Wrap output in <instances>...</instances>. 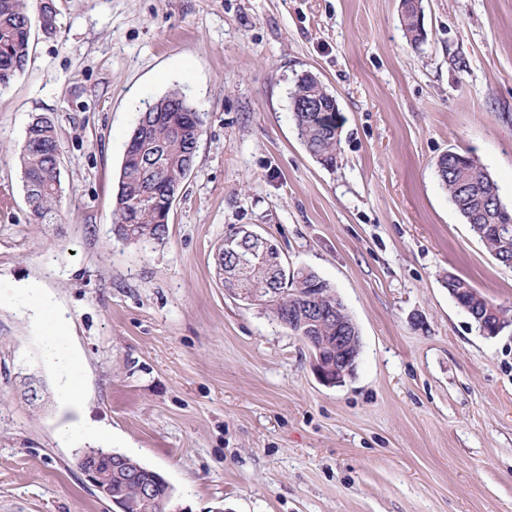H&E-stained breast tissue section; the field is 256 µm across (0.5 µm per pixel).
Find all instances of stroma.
I'll return each instance as SVG.
<instances>
[{
    "label": "stroma",
    "mask_w": 512,
    "mask_h": 512,
    "mask_svg": "<svg viewBox=\"0 0 512 512\" xmlns=\"http://www.w3.org/2000/svg\"><path fill=\"white\" fill-rule=\"evenodd\" d=\"M25 71L0 89V512H113L77 467L107 448L160 472L181 512H512V327L481 336L449 275L512 308V267L439 183L448 151L512 206V0H56ZM338 104L319 164L290 110L298 74ZM201 113L196 161L162 240L112 229L126 145L172 89ZM51 115L61 220L34 223L15 150ZM326 280L361 337L328 386L308 346L224 288L229 227ZM41 284L79 360L67 399L20 303ZM42 400L21 394L26 375ZM104 429L88 436L86 425Z\"/></svg>",
    "instance_id": "obj_1"
}]
</instances>
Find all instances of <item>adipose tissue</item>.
Listing matches in <instances>:
<instances>
[{"mask_svg": "<svg viewBox=\"0 0 512 512\" xmlns=\"http://www.w3.org/2000/svg\"><path fill=\"white\" fill-rule=\"evenodd\" d=\"M21 296L25 306L33 312L46 332L44 350L47 360L59 370L66 394L72 398L76 397L78 393V384L75 378L76 360L57 345V338L65 326L64 319L46 301L39 284L30 283L25 285L21 291Z\"/></svg>", "mask_w": 512, "mask_h": 512, "instance_id": "obj_1", "label": "adipose tissue"}]
</instances>
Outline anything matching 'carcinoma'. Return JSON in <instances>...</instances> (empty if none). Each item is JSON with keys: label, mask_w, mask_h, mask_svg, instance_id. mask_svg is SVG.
<instances>
[{"label": "carcinoma", "mask_w": 512, "mask_h": 512, "mask_svg": "<svg viewBox=\"0 0 512 512\" xmlns=\"http://www.w3.org/2000/svg\"><path fill=\"white\" fill-rule=\"evenodd\" d=\"M29 0H0V88L7 87L27 65L32 47V20ZM58 10L54 0H39L38 22L42 31L57 29ZM406 36L413 44L422 41L413 6L402 13ZM327 88L313 77H305L290 92V107L297 135L304 147L323 166H336L340 138L336 113L315 112L311 106L327 102ZM203 119L179 90H171L146 104L134 126L121 164L112 209L115 234L135 243L163 239L173 201L191 172ZM17 158L31 215L36 224H54L63 205L60 180L58 131L52 117L37 115L26 128L18 146ZM444 155L435 165L436 175L448 200L474 234L498 262L512 265V237L505 239L498 226L512 225V208L498 207L495 181L484 165L472 156ZM217 256L219 269L232 263V252L251 247L243 229H231ZM224 287L267 297L283 288L288 300L269 307L273 317L296 336L313 338L312 352L335 347L336 318L349 320L348 312L336 307L331 286L314 272L300 270L280 282L273 268L255 260L237 282L224 281ZM455 304L472 319L494 326L511 320L512 311L493 303L468 281L450 277ZM167 496V486L156 471L133 458L120 468H112V498L134 505L131 512H159V501Z\"/></svg>", "instance_id": "cac0c4a2"}]
</instances>
